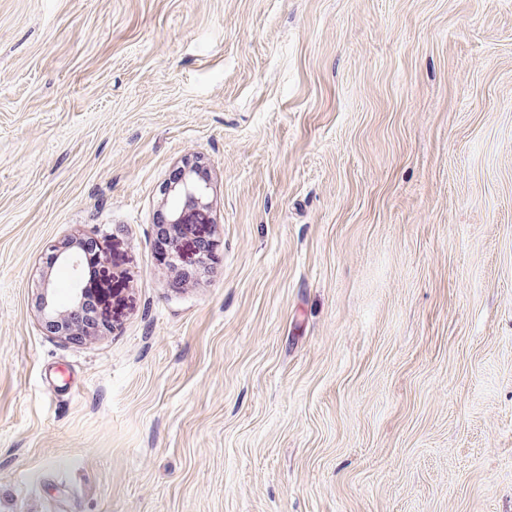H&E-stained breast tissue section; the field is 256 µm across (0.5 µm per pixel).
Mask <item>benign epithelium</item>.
I'll list each match as a JSON object with an SVG mask.
<instances>
[{"label": "benign epithelium", "mask_w": 512, "mask_h": 512, "mask_svg": "<svg viewBox=\"0 0 512 512\" xmlns=\"http://www.w3.org/2000/svg\"><path fill=\"white\" fill-rule=\"evenodd\" d=\"M211 190L210 180L203 176L199 167L184 165L175 178L163 185L164 196L173 200V204L162 211L161 223L172 233L192 224L213 226ZM79 246L80 242L71 241L56 249L54 255V261L70 269L77 281L83 275L80 253L77 251ZM84 304V289H71L70 295L63 301L58 297L55 283L47 277L43 278L38 291V318L61 341L68 343L79 336L86 338L97 331L104 333L109 330L107 326L97 330L78 322L77 317L82 313Z\"/></svg>", "instance_id": "1"}]
</instances>
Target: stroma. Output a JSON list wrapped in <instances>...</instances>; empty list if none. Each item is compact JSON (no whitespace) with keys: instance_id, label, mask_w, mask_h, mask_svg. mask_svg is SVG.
Returning a JSON list of instances; mask_svg holds the SVG:
<instances>
[{"instance_id":"1","label":"stroma","mask_w":512,"mask_h":512,"mask_svg":"<svg viewBox=\"0 0 512 512\" xmlns=\"http://www.w3.org/2000/svg\"><path fill=\"white\" fill-rule=\"evenodd\" d=\"M0 512H512V0H0ZM211 190L210 180L204 179L199 167L184 165L175 178L163 185L167 203L162 210L161 223L174 235L190 224H207L212 232L215 223L211 216ZM170 198L173 200L171 206L168 205ZM76 238L80 237H73L69 240V243L56 249L54 261L62 267L69 268L73 272L75 280L80 281L83 275V268L80 253L76 250L79 248L80 242L74 241ZM85 259L89 268V278L85 286V294L88 303L87 313L94 316L98 309H102L106 292H112L117 297L119 288H125L123 280L117 272L113 271L115 266L106 265L99 248L89 250L85 253ZM85 304L84 288H72L65 301L58 297L57 287L50 278H43L38 291L37 313L42 324L63 342L90 337L98 329L77 320Z\"/></svg>"}]
</instances>
